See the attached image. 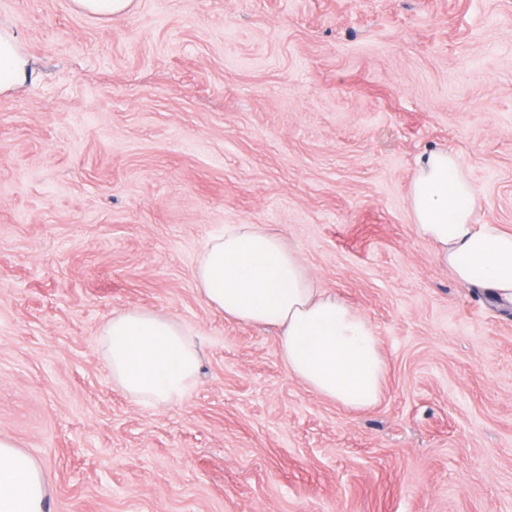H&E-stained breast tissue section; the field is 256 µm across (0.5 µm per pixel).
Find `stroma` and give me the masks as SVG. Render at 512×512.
Returning <instances> with one entry per match:
<instances>
[{
	"mask_svg": "<svg viewBox=\"0 0 512 512\" xmlns=\"http://www.w3.org/2000/svg\"><path fill=\"white\" fill-rule=\"evenodd\" d=\"M33 74L0 94V438L48 512H512V307L416 232L420 158L456 155L512 233V0H0ZM263 224L369 321L380 402L290 376L195 269ZM189 330L186 400L112 381L102 329ZM132 2L133 0H73L79 12L101 17L125 12Z\"/></svg>",
	"mask_w": 512,
	"mask_h": 512,
	"instance_id": "35a3bbf8",
	"label": "stroma"
}]
</instances>
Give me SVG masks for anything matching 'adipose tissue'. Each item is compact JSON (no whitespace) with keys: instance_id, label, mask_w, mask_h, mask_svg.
<instances>
[{"instance_id":"ef3b65f1","label":"adipose tissue","mask_w":512,"mask_h":512,"mask_svg":"<svg viewBox=\"0 0 512 512\" xmlns=\"http://www.w3.org/2000/svg\"><path fill=\"white\" fill-rule=\"evenodd\" d=\"M32 76L14 33L0 29V93ZM476 187L456 156L427 155L409 189L418 235L435 248L439 264L461 283L491 291L512 304V233L472 221ZM207 303L225 318L277 327V354L289 375L315 394L350 410L373 407L382 395L386 363L380 340L364 315L318 288L297 250L262 224H232L211 239L195 271ZM113 381L159 407L193 391L200 357L180 324L131 308L102 329ZM40 467L0 439V512H45Z\"/></svg>"}]
</instances>
